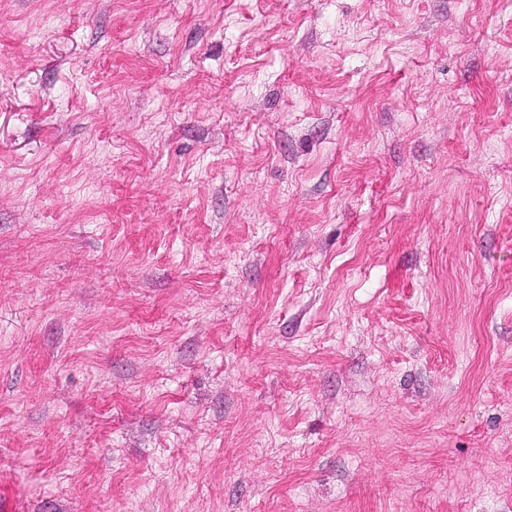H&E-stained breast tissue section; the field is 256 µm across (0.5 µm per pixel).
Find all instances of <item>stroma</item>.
Segmentation results:
<instances>
[{
  "label": "stroma",
  "instance_id": "1",
  "mask_svg": "<svg viewBox=\"0 0 512 512\" xmlns=\"http://www.w3.org/2000/svg\"><path fill=\"white\" fill-rule=\"evenodd\" d=\"M0 500L512 512V0H0Z\"/></svg>",
  "mask_w": 512,
  "mask_h": 512
}]
</instances>
